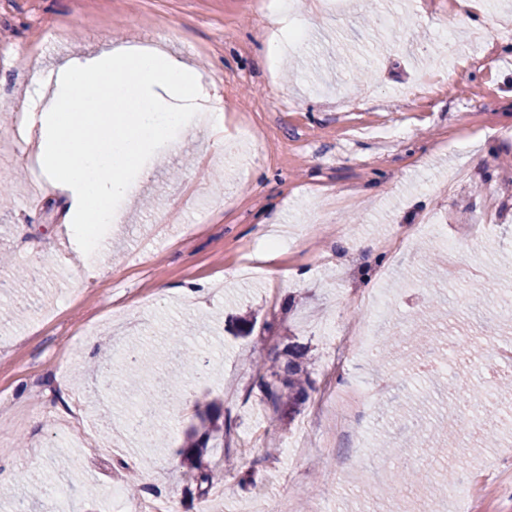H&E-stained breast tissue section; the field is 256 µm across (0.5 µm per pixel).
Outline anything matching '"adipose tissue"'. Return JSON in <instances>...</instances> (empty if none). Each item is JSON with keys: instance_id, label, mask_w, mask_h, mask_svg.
Here are the masks:
<instances>
[{"instance_id": "obj_1", "label": "adipose tissue", "mask_w": 512, "mask_h": 512, "mask_svg": "<svg viewBox=\"0 0 512 512\" xmlns=\"http://www.w3.org/2000/svg\"><path fill=\"white\" fill-rule=\"evenodd\" d=\"M55 71L35 167L71 196L69 237L100 254L108 245L98 228L117 223L119 203L140 193L157 149L178 148L224 104L192 66L153 47L105 43L93 56L60 59Z\"/></svg>"}]
</instances>
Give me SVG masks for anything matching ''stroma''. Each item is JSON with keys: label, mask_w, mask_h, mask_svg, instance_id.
<instances>
[{"label": "stroma", "mask_w": 512, "mask_h": 512, "mask_svg": "<svg viewBox=\"0 0 512 512\" xmlns=\"http://www.w3.org/2000/svg\"><path fill=\"white\" fill-rule=\"evenodd\" d=\"M347 3L329 15L320 0H302L288 24L304 40L271 55L277 29L248 0H0V32L23 49L0 68V182L10 186L0 199V281L36 260L45 270L0 292V464L19 463L0 512H111L109 493L130 469L178 512H265L275 499L286 512H311L321 497L330 512H424L430 494L459 512L440 492L448 469L467 481L474 512H512V394L493 395L494 378L463 361L448 372L353 358L351 331L372 291L387 310L379 335L411 324L430 297L426 252L442 253L450 225L480 223L491 194L497 220L479 246L461 247L456 279L439 290L448 306L437 331L472 338L486 358L512 344V318L471 311L476 288L512 295V31L495 45L493 67L471 63L483 53L476 33L512 19V0H478L465 18L448 0ZM382 15L398 23L395 36L381 31ZM104 40L157 45L194 66L224 101V148L203 128L158 154L112 226L108 252L93 260L88 288L65 231L70 200L30 171L38 128L28 125L18 145L12 131L14 114H39L56 46L84 55ZM347 62L363 72L353 86L340 73ZM459 167L470 177L447 194ZM429 212L432 228L422 225ZM330 224L349 225L348 237ZM193 285L209 289L205 306L185 300ZM251 315V336H240ZM331 327L340 345L327 339ZM188 329L214 353L213 373L182 367L170 335ZM134 344L166 348L143 373H163L178 390L158 446L112 436L134 416L127 381L98 402L102 375L117 373ZM293 344L306 349L311 384L298 412L279 419L260 402L255 357L284 356ZM342 377L380 393L337 436L329 424ZM438 385L481 390L500 438L479 450L476 435L460 431L447 459L429 460L430 489L400 488L392 472L427 451L383 410ZM206 399L232 427L223 447L203 451L214 475L204 501L175 451ZM384 438L394 447L380 458L372 448ZM228 454L256 473L255 485L226 476Z\"/></svg>", "instance_id": "obj_1"}]
</instances>
